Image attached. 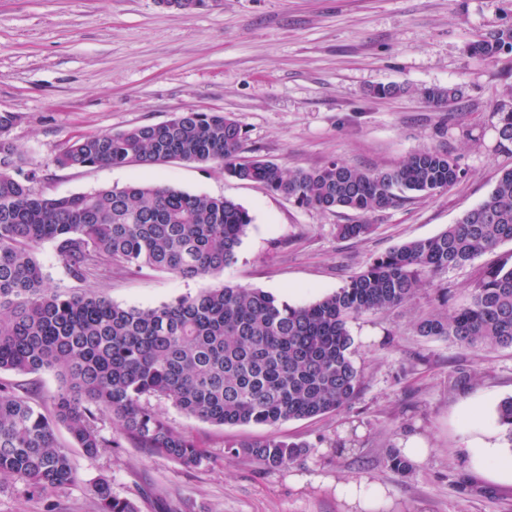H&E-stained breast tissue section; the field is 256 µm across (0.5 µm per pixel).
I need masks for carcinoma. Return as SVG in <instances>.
<instances>
[{
    "label": "carcinoma",
    "mask_w": 512,
    "mask_h": 512,
    "mask_svg": "<svg viewBox=\"0 0 512 512\" xmlns=\"http://www.w3.org/2000/svg\"><path fill=\"white\" fill-rule=\"evenodd\" d=\"M506 48L512 50L511 28L468 46L488 59ZM460 94L457 87L426 91L437 104ZM498 116L500 145L507 149L512 105L500 106ZM16 120L14 113L0 112V372L56 370L62 378L44 409L12 383L0 382V478L21 484L31 496L77 480L69 448L55 437L59 425L72 447L94 456L103 447H122L101 433L108 417L134 447L186 469L199 466L204 455L196 441L176 431L150 404L152 398L218 426L274 428L348 407L365 379L353 359L349 321L401 306L433 275L512 242V169H504L489 195L443 232L374 258L362 273L308 305L223 283L155 307L125 308L92 289L66 293L48 287L37 247L52 242L79 281L110 276L114 268L207 280L235 261L252 216L225 197L137 182L47 196L37 188V172L22 179L14 174L8 133ZM244 135L240 122L222 112H180L119 133L73 136L54 163L59 169L172 160L212 164L323 212L385 210L408 193L430 195L461 178L457 162L437 148L388 170L364 171L335 160L310 170L286 169L259 155L242 156ZM370 230L369 224L337 225L344 239ZM417 332L465 348L512 347V264L486 270L469 304L449 316L428 315ZM497 423L512 444V397L499 403ZM306 448L271 434L240 441L228 452L274 470ZM385 460L401 474L412 471L396 449ZM92 492L98 512H139L133 501L112 495L105 477Z\"/></svg>",
    "instance_id": "carcinoma-1"
}]
</instances>
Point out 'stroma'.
<instances>
[{
  "label": "stroma",
  "instance_id": "stroma-1",
  "mask_svg": "<svg viewBox=\"0 0 512 512\" xmlns=\"http://www.w3.org/2000/svg\"><path fill=\"white\" fill-rule=\"evenodd\" d=\"M512 28V0H206L181 11L157 0H0V112L18 176L38 172L40 190L64 196L131 182L224 196L252 215L235 262L218 282L259 288L305 305L342 287L376 256L435 236L483 201L512 151L497 109L512 101V53L471 55L475 35ZM401 86V94L379 88ZM458 86L434 104L428 88ZM223 112L245 130L244 153L288 169L338 160L361 170L394 167L442 148L460 180L445 190L367 214L305 208L212 165L175 161L151 168L59 169L54 158L76 134L116 133L179 112ZM368 234L340 238L341 224ZM512 243L440 272L403 306L350 321L365 383L345 409L265 426H216L169 402L170 424L192 436L202 464L186 469L130 445L95 456L72 448L74 484L40 497L0 480V512H96L91 486L140 512H348L336 486L382 488L370 512H512V480L490 478L464 445L480 407L485 425L512 396V348L464 349L419 335L418 319L467 304ZM96 291L123 307L147 308L197 294L205 281L143 269L113 271ZM275 432L307 454L276 470L228 453L236 441ZM410 435L429 449L410 474L385 462Z\"/></svg>",
  "mask_w": 512,
  "mask_h": 512
}]
</instances>
